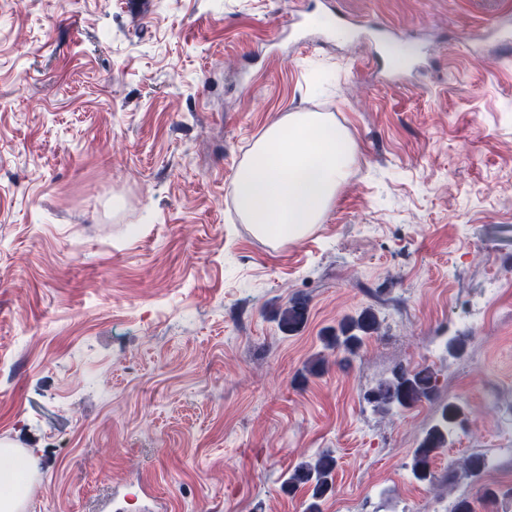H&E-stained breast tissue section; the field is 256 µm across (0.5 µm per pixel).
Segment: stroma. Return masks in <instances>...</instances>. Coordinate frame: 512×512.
<instances>
[{
  "mask_svg": "<svg viewBox=\"0 0 512 512\" xmlns=\"http://www.w3.org/2000/svg\"><path fill=\"white\" fill-rule=\"evenodd\" d=\"M130 2L0 0V445L34 452L26 512H99L118 488L140 512L143 485L166 512H305L284 481L324 451L322 512H512L510 455L478 485L408 468L448 400L469 423L437 475L512 426L501 0H313L389 27L421 61L397 82L371 42L287 32L300 0ZM290 112L331 113L359 155L322 223L276 248L231 183ZM295 297L309 318L288 335ZM367 307L378 334L324 348ZM398 364L438 390L385 416L364 394ZM308 303L300 298H293L288 305L281 310L278 316L279 329L292 335L299 332L308 319Z\"/></svg>",
  "mask_w": 512,
  "mask_h": 512,
  "instance_id": "stroma-1",
  "label": "stroma"
}]
</instances>
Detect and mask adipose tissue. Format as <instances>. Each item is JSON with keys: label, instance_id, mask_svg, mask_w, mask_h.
I'll return each instance as SVG.
<instances>
[{"label": "adipose tissue", "instance_id": "1", "mask_svg": "<svg viewBox=\"0 0 512 512\" xmlns=\"http://www.w3.org/2000/svg\"><path fill=\"white\" fill-rule=\"evenodd\" d=\"M357 158L348 131L327 112H291L254 142L232 181L243 220L283 245L322 223Z\"/></svg>", "mask_w": 512, "mask_h": 512}]
</instances>
